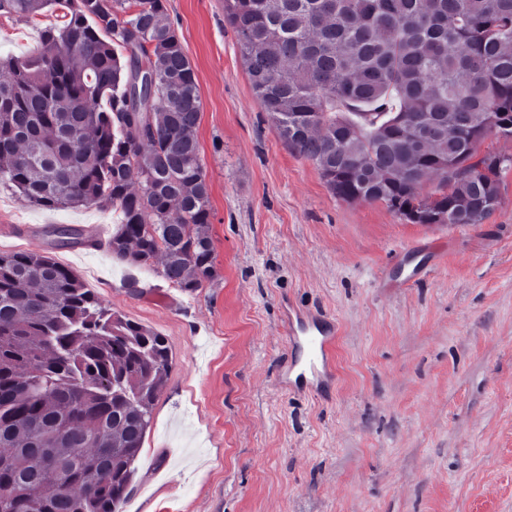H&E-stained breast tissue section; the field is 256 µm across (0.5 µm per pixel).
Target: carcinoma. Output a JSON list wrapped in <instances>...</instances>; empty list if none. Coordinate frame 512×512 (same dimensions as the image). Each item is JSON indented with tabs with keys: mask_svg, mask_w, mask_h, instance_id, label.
<instances>
[{
	"mask_svg": "<svg viewBox=\"0 0 512 512\" xmlns=\"http://www.w3.org/2000/svg\"><path fill=\"white\" fill-rule=\"evenodd\" d=\"M162 2L0 0L9 18L63 10L36 54L0 58V188L48 209L112 203V257L192 291L215 279L201 97ZM224 17L277 134L336 197L413 224L493 214L512 156L478 151L512 139V0H224ZM430 181L451 191L421 195ZM170 366L164 336L53 258L0 252L8 512H123Z\"/></svg>",
	"mask_w": 512,
	"mask_h": 512,
	"instance_id": "cac0c4a2",
	"label": "carcinoma"
}]
</instances>
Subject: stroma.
<instances>
[{"mask_svg":"<svg viewBox=\"0 0 512 512\" xmlns=\"http://www.w3.org/2000/svg\"><path fill=\"white\" fill-rule=\"evenodd\" d=\"M201 95L215 281L183 291L107 248L50 247V210L0 191V251H46L113 312L165 336L124 512H512V172L482 224L347 203L255 99L224 0H165ZM58 13L0 17V57ZM335 321V375L284 389L289 308Z\"/></svg>","mask_w":512,"mask_h":512,"instance_id":"35a3bbf8","label":"stroma"}]
</instances>
